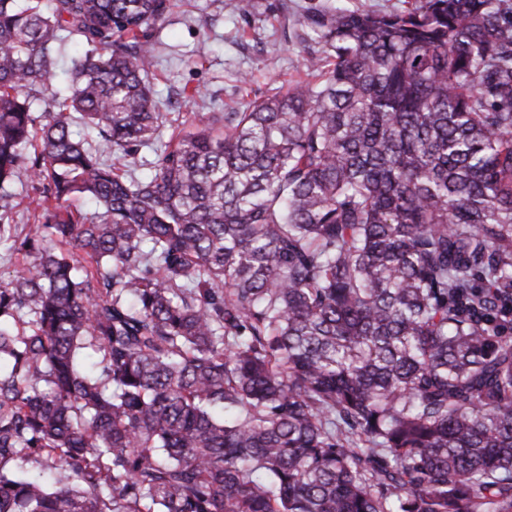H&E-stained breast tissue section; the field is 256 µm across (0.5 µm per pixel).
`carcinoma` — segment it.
Instances as JSON below:
<instances>
[{
  "mask_svg": "<svg viewBox=\"0 0 512 512\" xmlns=\"http://www.w3.org/2000/svg\"><path fill=\"white\" fill-rule=\"evenodd\" d=\"M403 2L178 128L175 0H0V512H512V0ZM41 191L42 185L36 182L0 190V224H19V230L23 224H34L27 220L26 208L35 206L29 203L39 198ZM10 244L11 241H0V280L3 281H8L15 271H20L26 266L22 254L9 249Z\"/></svg>",
  "mask_w": 512,
  "mask_h": 512,
  "instance_id": "cac0c4a2",
  "label": "carcinoma"
}]
</instances>
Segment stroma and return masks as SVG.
Returning a JSON list of instances; mask_svg holds the SVG:
<instances>
[{
	"label": "stroma",
	"instance_id": "1",
	"mask_svg": "<svg viewBox=\"0 0 512 512\" xmlns=\"http://www.w3.org/2000/svg\"><path fill=\"white\" fill-rule=\"evenodd\" d=\"M321 0H249L245 11L220 10L215 0H198L186 13L177 5L156 23L158 66L155 89L170 112L186 107L179 89H195L194 110L207 112L211 101L246 102L273 94L302 74L303 52L290 36L299 12ZM41 184L16 185L0 192V224L27 222L29 203Z\"/></svg>",
	"mask_w": 512,
	"mask_h": 512
}]
</instances>
